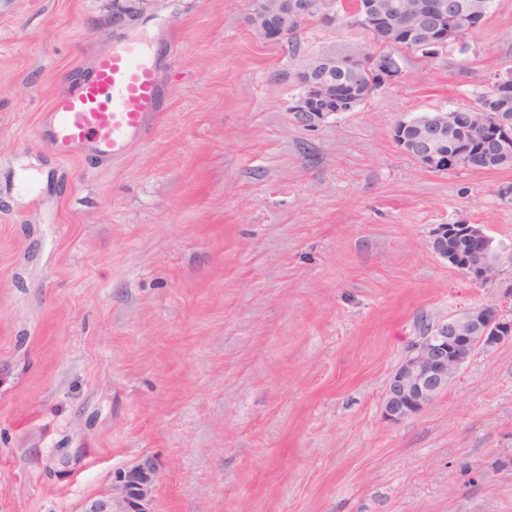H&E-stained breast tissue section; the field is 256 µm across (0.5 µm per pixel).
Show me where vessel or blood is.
<instances>
[{"label": "vessel or blood", "mask_w": 512, "mask_h": 512, "mask_svg": "<svg viewBox=\"0 0 512 512\" xmlns=\"http://www.w3.org/2000/svg\"><path fill=\"white\" fill-rule=\"evenodd\" d=\"M160 101L152 52L140 42L122 41L88 68L75 89L54 97L48 142L63 156L87 149L103 158H120Z\"/></svg>", "instance_id": "1"}]
</instances>
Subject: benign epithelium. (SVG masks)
Instances as JSON below:
<instances>
[{"instance_id": "benign-epithelium-1", "label": "benign epithelium", "mask_w": 512, "mask_h": 512, "mask_svg": "<svg viewBox=\"0 0 512 512\" xmlns=\"http://www.w3.org/2000/svg\"><path fill=\"white\" fill-rule=\"evenodd\" d=\"M457 11L455 0H416L413 10L397 18L401 37L409 40L423 34H438L431 40L433 45L448 43V38L459 37L460 32L448 27V19ZM385 13L375 0H369L367 7H358L356 20L364 25L383 23ZM373 68L377 74V85L391 84L400 78L392 71L388 57L366 55L355 52L349 58L338 60L323 58L313 66L301 67L298 73L305 78L308 93L292 104L296 121L306 127L321 125L332 112L349 111V101L334 93V85L319 76L336 68L355 70ZM464 121L463 113L450 110L440 113L439 127L420 126L414 138H395L397 145L426 168L436 171L445 158L442 147L445 144L444 131L456 128ZM483 124L497 131L498 154L512 156V128L498 121L495 116L483 118ZM481 238L486 236L479 224H439L431 237L432 253L448 266L478 283H491L497 278L496 268L502 264V257L484 255L474 260L462 251L448 254V239L456 236ZM512 341V313L492 305L471 308L460 314L451 315L447 320L428 325L422 336L411 346L408 354L392 372L386 388L384 417L393 423L412 418L421 413L436 396L448 388L461 369L478 349L491 350L498 345ZM152 470V464L142 466L124 476L127 496L122 500L118 512H150L145 498L136 493V486L145 474Z\"/></svg>"}]
</instances>
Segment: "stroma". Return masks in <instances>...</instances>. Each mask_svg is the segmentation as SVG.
I'll return each instance as SVG.
<instances>
[{"label":"stroma","mask_w":512,"mask_h":512,"mask_svg":"<svg viewBox=\"0 0 512 512\" xmlns=\"http://www.w3.org/2000/svg\"><path fill=\"white\" fill-rule=\"evenodd\" d=\"M249 17L0 0V512L119 503L147 459L151 512H512V342L419 415H383L423 323L512 310V264L482 286L430 249L436 225L480 224L512 253V166L435 172L393 139L512 69V0L315 128L290 110L295 58L362 30L270 40ZM138 37L166 90L148 136L56 155L54 95Z\"/></svg>","instance_id":"stroma-1"}]
</instances>
